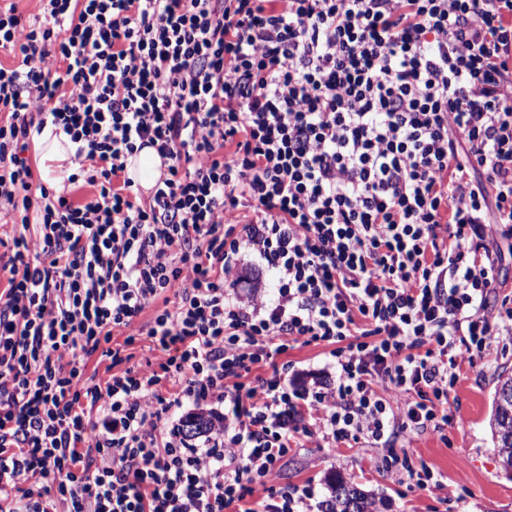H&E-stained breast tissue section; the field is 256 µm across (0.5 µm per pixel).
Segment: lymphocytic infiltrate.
Segmentation results:
<instances>
[{"mask_svg":"<svg viewBox=\"0 0 512 512\" xmlns=\"http://www.w3.org/2000/svg\"><path fill=\"white\" fill-rule=\"evenodd\" d=\"M2 49L0 512H309L311 487L270 480L314 435L444 489L390 449L444 431L462 364L512 335L490 302L512 253V0L11 2ZM48 124L90 200L33 190ZM146 147L167 173L141 198L125 161ZM248 265L273 294L238 291ZM142 338L163 361L132 363ZM299 341L332 344L334 381L289 379ZM186 403L222 410L202 443Z\"/></svg>","mask_w":512,"mask_h":512,"instance_id":"obj_1","label":"lymphocytic infiltrate"}]
</instances>
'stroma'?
Here are the masks:
<instances>
[{
    "mask_svg": "<svg viewBox=\"0 0 512 512\" xmlns=\"http://www.w3.org/2000/svg\"><path fill=\"white\" fill-rule=\"evenodd\" d=\"M505 370L512 372V335L499 337L476 367L463 368L448 399L453 422L445 433L414 432L395 445L397 455L442 473L445 493L418 489L383 470L384 449L363 441L330 448L316 436L302 439L280 462L274 483L310 485L320 502L329 496V479L339 473L372 494L378 512H512V477L499 464L489 430L493 389ZM464 490L469 496L461 504L457 497Z\"/></svg>",
    "mask_w": 512,
    "mask_h": 512,
    "instance_id": "35a3bbf8",
    "label": "stroma"
}]
</instances>
